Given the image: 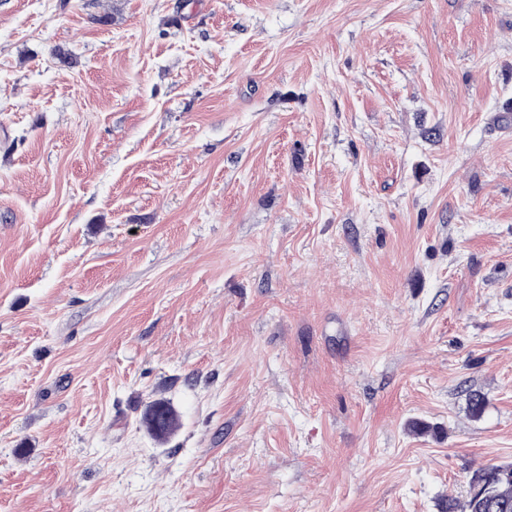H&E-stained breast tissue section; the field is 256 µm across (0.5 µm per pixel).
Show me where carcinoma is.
Here are the masks:
<instances>
[{"label": "carcinoma", "instance_id": "obj_1", "mask_svg": "<svg viewBox=\"0 0 512 512\" xmlns=\"http://www.w3.org/2000/svg\"><path fill=\"white\" fill-rule=\"evenodd\" d=\"M466 408L471 417H481L487 408L484 394L470 391ZM145 424L154 436L164 438L175 430L177 419L168 404L159 400L150 405ZM471 482L479 483L485 496L470 494L461 506L452 499L444 500L441 512H512V463L486 465L474 472Z\"/></svg>", "mask_w": 512, "mask_h": 512}]
</instances>
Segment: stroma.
Returning a JSON list of instances; mask_svg holds the SVG:
<instances>
[{
    "label": "stroma",
    "mask_w": 512,
    "mask_h": 512,
    "mask_svg": "<svg viewBox=\"0 0 512 512\" xmlns=\"http://www.w3.org/2000/svg\"><path fill=\"white\" fill-rule=\"evenodd\" d=\"M507 102L512 0H0V512H439L512 463ZM145 424L155 437L164 438L175 430L177 419L168 404L159 400L150 405L145 415Z\"/></svg>",
    "instance_id": "stroma-1"
}]
</instances>
